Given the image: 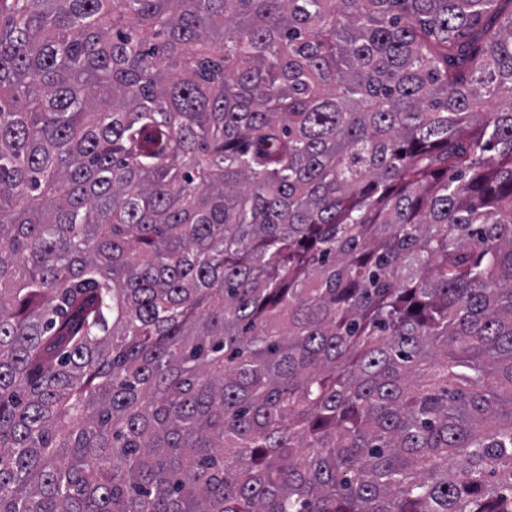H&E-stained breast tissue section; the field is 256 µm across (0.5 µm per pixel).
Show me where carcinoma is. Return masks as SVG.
<instances>
[{"label": "carcinoma", "instance_id": "obj_1", "mask_svg": "<svg viewBox=\"0 0 512 512\" xmlns=\"http://www.w3.org/2000/svg\"><path fill=\"white\" fill-rule=\"evenodd\" d=\"M0 512H512V0H0Z\"/></svg>", "mask_w": 512, "mask_h": 512}]
</instances>
